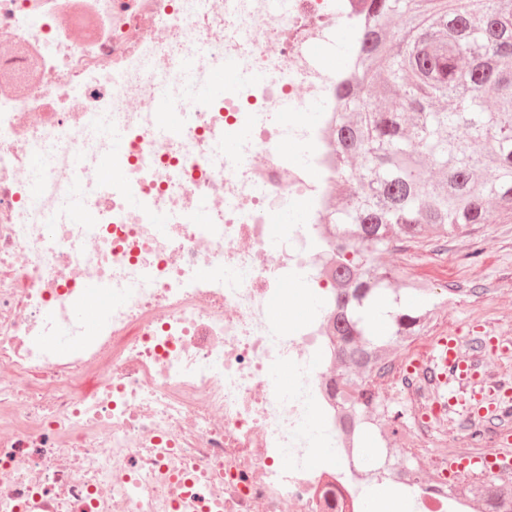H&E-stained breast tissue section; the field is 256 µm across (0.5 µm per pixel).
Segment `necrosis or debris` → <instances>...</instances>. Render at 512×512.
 Returning <instances> with one entry per match:
<instances>
[{
  "mask_svg": "<svg viewBox=\"0 0 512 512\" xmlns=\"http://www.w3.org/2000/svg\"><path fill=\"white\" fill-rule=\"evenodd\" d=\"M366 6L0 0V512H358L373 481L414 512H470L447 457L427 478L389 448L366 470L336 403L321 257L341 78L315 52L363 30ZM228 65L238 79L203 95ZM76 202L93 223L72 222ZM290 210L304 223H279ZM90 282L120 300L88 339L74 307ZM298 282L316 312L272 321ZM388 390L415 427L404 447H427L434 367L406 353Z\"/></svg>",
  "mask_w": 512,
  "mask_h": 512,
  "instance_id": "1",
  "label": "necrosis or debris"
}]
</instances>
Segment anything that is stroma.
<instances>
[{
  "mask_svg": "<svg viewBox=\"0 0 512 512\" xmlns=\"http://www.w3.org/2000/svg\"><path fill=\"white\" fill-rule=\"evenodd\" d=\"M378 265L394 270L391 290L383 301L387 314H368L374 334L391 340L392 354L418 346L423 339L455 336L466 355H479L485 365L512 362L501 351L481 348L482 336L512 340V216H501L490 224H478L449 240L433 237L417 243L398 242L378 252ZM423 278L432 284L426 294L403 289L408 279ZM401 308L416 312L433 310L434 319L422 336L407 341H392L390 310ZM492 420H476L454 412L437 426L425 454L407 455L408 464L427 467L432 457L444 449L459 452L480 451L474 442L477 433L494 432Z\"/></svg>",
  "mask_w": 512,
  "mask_h": 512,
  "instance_id": "35a3bbf8",
  "label": "stroma"
}]
</instances>
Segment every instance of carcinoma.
Listing matches in <instances>:
<instances>
[{
    "label": "carcinoma",
    "instance_id": "cac0c4a2",
    "mask_svg": "<svg viewBox=\"0 0 512 512\" xmlns=\"http://www.w3.org/2000/svg\"><path fill=\"white\" fill-rule=\"evenodd\" d=\"M431 11L402 9L399 0H369L368 26L360 33L352 73L338 85L336 174L350 199L346 216L330 212L329 269L336 283L338 358L347 365L336 383L358 393L356 406L338 394L343 415L353 421L385 410L364 376L385 370L382 355L359 337L367 334L358 302L380 295L393 278L373 253L396 241L418 242L430 233L454 237L488 224V200L512 213V0H428ZM407 14L396 37L391 21ZM387 72L401 91L402 109H376L364 95L369 76ZM426 163L440 173L431 182ZM430 315L400 311L394 335H420ZM462 490L484 512H512V489L489 476Z\"/></svg>",
    "mask_w": 512,
    "mask_h": 512
}]
</instances>
